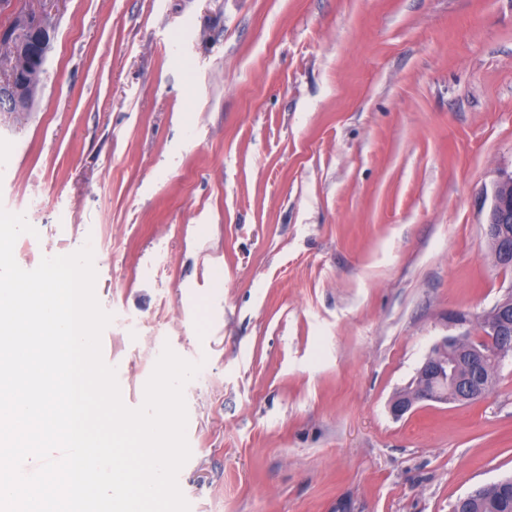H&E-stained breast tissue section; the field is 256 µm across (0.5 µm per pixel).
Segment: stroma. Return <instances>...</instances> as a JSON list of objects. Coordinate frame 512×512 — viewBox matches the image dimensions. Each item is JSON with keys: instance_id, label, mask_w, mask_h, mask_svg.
Instances as JSON below:
<instances>
[{"instance_id": "1", "label": "stroma", "mask_w": 512, "mask_h": 512, "mask_svg": "<svg viewBox=\"0 0 512 512\" xmlns=\"http://www.w3.org/2000/svg\"><path fill=\"white\" fill-rule=\"evenodd\" d=\"M45 17L0 112L24 269L91 245L101 338L141 406L184 388L190 512H451L512 476V360L484 399L389 410L508 291L512 0H0ZM50 39L49 24L30 13L18 15L13 27L0 30V42L12 47L5 64L8 77L0 84V112L29 109L36 91V73L45 63ZM512 174L499 180L492 192L485 234L495 266L509 269L512 264ZM512 269V267L510 268Z\"/></svg>"}]
</instances>
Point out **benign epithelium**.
Instances as JSON below:
<instances>
[{
	"label": "benign epithelium",
	"instance_id": "benign-epithelium-1",
	"mask_svg": "<svg viewBox=\"0 0 512 512\" xmlns=\"http://www.w3.org/2000/svg\"><path fill=\"white\" fill-rule=\"evenodd\" d=\"M50 27L41 17L22 13L11 28L0 30V42L12 54L0 84V112H24L36 91V73L42 69L50 45ZM485 234L495 266L512 264V175L499 180L492 192ZM481 336H446L425 358L413 381L392 400L396 417L420 401L466 403L485 398L491 391L489 368L512 356V290L482 315Z\"/></svg>",
	"mask_w": 512,
	"mask_h": 512
}]
</instances>
